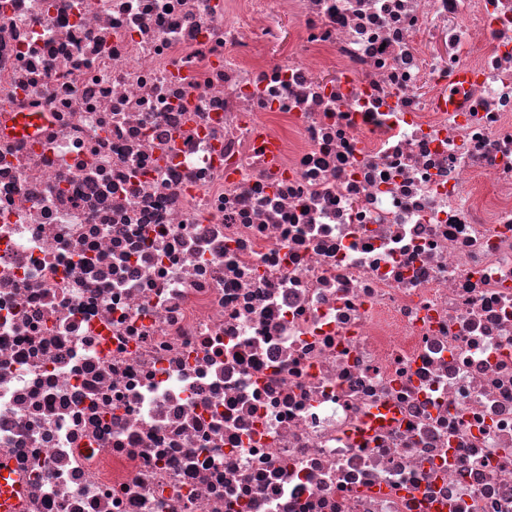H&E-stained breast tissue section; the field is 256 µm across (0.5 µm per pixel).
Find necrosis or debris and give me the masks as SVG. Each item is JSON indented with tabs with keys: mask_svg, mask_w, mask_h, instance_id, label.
<instances>
[{
	"mask_svg": "<svg viewBox=\"0 0 512 512\" xmlns=\"http://www.w3.org/2000/svg\"><path fill=\"white\" fill-rule=\"evenodd\" d=\"M0 460L16 512H512V0H0Z\"/></svg>",
	"mask_w": 512,
	"mask_h": 512,
	"instance_id": "obj_1",
	"label": "necrosis or debris"
}]
</instances>
